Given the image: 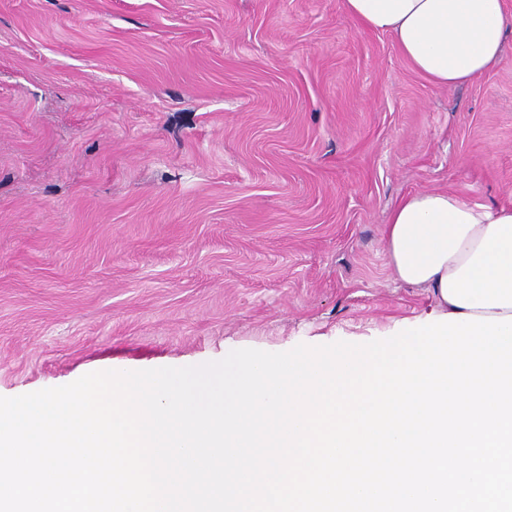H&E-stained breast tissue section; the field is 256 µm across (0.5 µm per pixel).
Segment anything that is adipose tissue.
Instances as JSON below:
<instances>
[{
    "mask_svg": "<svg viewBox=\"0 0 512 512\" xmlns=\"http://www.w3.org/2000/svg\"><path fill=\"white\" fill-rule=\"evenodd\" d=\"M361 27L392 36L414 71L451 88L502 60L503 0H344ZM401 283L427 288L443 313L512 315V205L441 190L414 192L384 231Z\"/></svg>",
    "mask_w": 512,
    "mask_h": 512,
    "instance_id": "adipose-tissue-1",
    "label": "adipose tissue"
}]
</instances>
